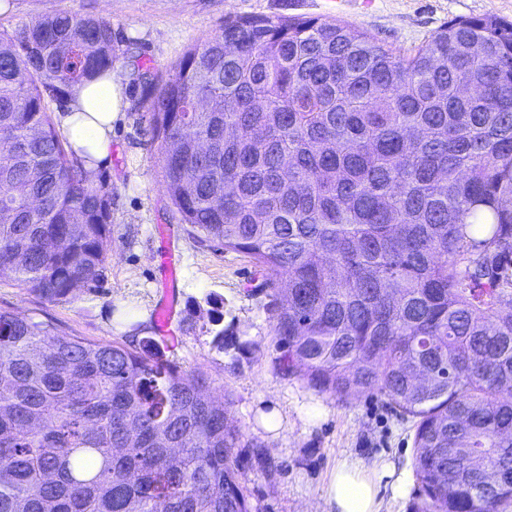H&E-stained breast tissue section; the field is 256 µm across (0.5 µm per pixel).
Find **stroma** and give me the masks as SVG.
Returning a JSON list of instances; mask_svg holds the SVG:
<instances>
[{"mask_svg": "<svg viewBox=\"0 0 512 512\" xmlns=\"http://www.w3.org/2000/svg\"><path fill=\"white\" fill-rule=\"evenodd\" d=\"M71 11L111 21L119 44L112 77L124 105L112 127V152L101 175L112 186V254L92 284L69 299L50 303L14 277L0 275V309L34 312L63 324L69 333L101 342L157 337L155 313L163 297L161 259L178 266L168 340L158 339L165 358L184 373H207L216 399L230 397L228 418L239 430L237 449L251 512H324V493L339 460L354 454L368 467L392 464L405 478L403 496L392 479L381 482L382 512H412L415 421L392 409L378 391L349 398L321 393L279 366L281 349L269 299L253 294L262 280L247 256L200 245L172 207L151 114L142 107L146 79L166 76L193 46L221 32L229 18L316 17L341 22L408 54L450 20L493 16L512 22V0H7L0 5V32L49 11ZM223 300L227 333L216 348L203 333L207 295ZM139 321L125 330L123 313ZM195 326H188L187 315ZM282 414L279 431H267L259 414Z\"/></svg>", "mask_w": 512, "mask_h": 512, "instance_id": "35a3bbf8", "label": "stroma"}]
</instances>
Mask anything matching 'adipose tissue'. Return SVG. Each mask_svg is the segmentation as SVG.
Instances as JSON below:
<instances>
[{"instance_id": "obj_1", "label": "adipose tissue", "mask_w": 512, "mask_h": 512, "mask_svg": "<svg viewBox=\"0 0 512 512\" xmlns=\"http://www.w3.org/2000/svg\"><path fill=\"white\" fill-rule=\"evenodd\" d=\"M121 92L112 79L88 88H75L58 122L72 149L88 156L87 168L98 172L112 148V123L121 108ZM391 466L369 469L356 456L343 457L336 465L325 490L328 512H381L379 483L393 476Z\"/></svg>"}]
</instances>
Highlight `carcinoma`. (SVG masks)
Returning a JSON list of instances; mask_svg holds the SVG:
<instances>
[{"label": "carcinoma", "mask_w": 512, "mask_h": 512, "mask_svg": "<svg viewBox=\"0 0 512 512\" xmlns=\"http://www.w3.org/2000/svg\"><path fill=\"white\" fill-rule=\"evenodd\" d=\"M117 51L73 12L0 33V266L48 302L112 251V187L48 102ZM145 102L181 221L262 269L284 371L416 419L415 512L511 505L512 23L454 19L405 56L339 22L227 19ZM209 386L150 339L0 310V512H250Z\"/></svg>", "instance_id": "cac0c4a2"}]
</instances>
